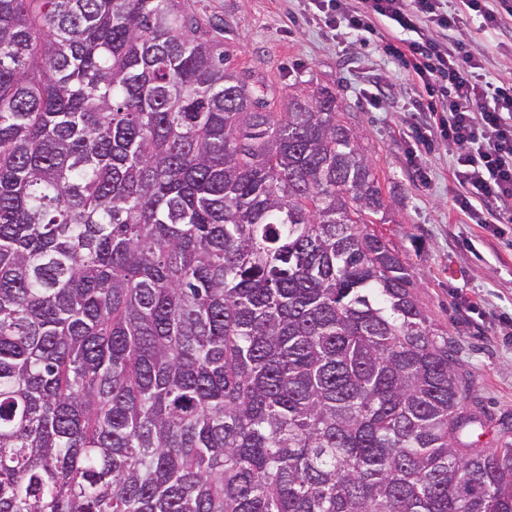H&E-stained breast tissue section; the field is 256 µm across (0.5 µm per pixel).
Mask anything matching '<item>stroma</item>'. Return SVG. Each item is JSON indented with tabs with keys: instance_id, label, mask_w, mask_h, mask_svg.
<instances>
[{
	"instance_id": "35a3bbf8",
	"label": "stroma",
	"mask_w": 512,
	"mask_h": 512,
	"mask_svg": "<svg viewBox=\"0 0 512 512\" xmlns=\"http://www.w3.org/2000/svg\"><path fill=\"white\" fill-rule=\"evenodd\" d=\"M224 26L218 41L238 69L276 97L326 87L350 122L391 207L379 225L411 266L416 296L455 345L471 394L491 420L488 446L512 427V224H475L453 205L454 150L410 159L416 88L379 46L315 19L308 0H188ZM479 308H469V301Z\"/></svg>"
}]
</instances>
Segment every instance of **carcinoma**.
<instances>
[{"mask_svg": "<svg viewBox=\"0 0 512 512\" xmlns=\"http://www.w3.org/2000/svg\"><path fill=\"white\" fill-rule=\"evenodd\" d=\"M184 0H0V512H512L336 94Z\"/></svg>", "mask_w": 512, "mask_h": 512, "instance_id": "1", "label": "carcinoma"}]
</instances>
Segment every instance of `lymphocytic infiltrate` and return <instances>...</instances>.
<instances>
[{"mask_svg":"<svg viewBox=\"0 0 512 512\" xmlns=\"http://www.w3.org/2000/svg\"><path fill=\"white\" fill-rule=\"evenodd\" d=\"M310 0L327 27L380 39L391 57L425 91L415 111L435 112L437 125L416 126L414 138L432 137L455 149L453 176L460 187L457 210L477 224L512 223V83L488 80L487 55L461 39L465 16L478 19L486 35L512 25L497 0Z\"/></svg>","mask_w":512,"mask_h":512,"instance_id":"lymphocytic-infiltrate-1","label":"lymphocytic infiltrate"}]
</instances>
